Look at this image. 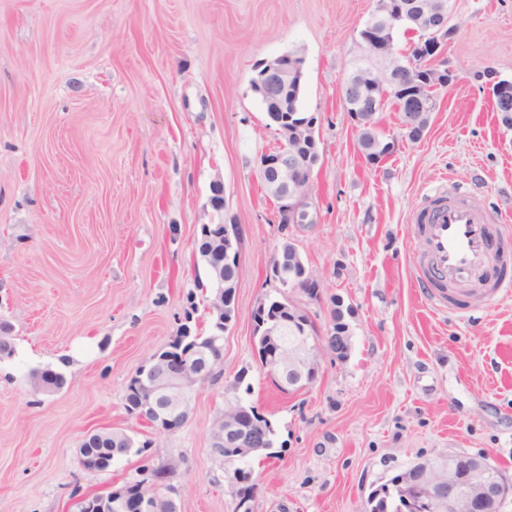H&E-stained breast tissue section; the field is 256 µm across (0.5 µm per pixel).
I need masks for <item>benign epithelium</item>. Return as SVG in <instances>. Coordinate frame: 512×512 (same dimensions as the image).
I'll return each instance as SVG.
<instances>
[{
  "label": "benign epithelium",
  "instance_id": "1",
  "mask_svg": "<svg viewBox=\"0 0 512 512\" xmlns=\"http://www.w3.org/2000/svg\"><path fill=\"white\" fill-rule=\"evenodd\" d=\"M372 18L383 25L378 28L369 24L359 37L361 54L358 66L349 74L371 86L372 105L364 110H353L351 118L356 131L369 125L371 118L383 111V103L396 97L406 103L402 113V130L410 141L419 140L428 129L433 112L437 108L438 92L454 84L459 75L448 66L444 55L448 41L455 35L456 27L450 24L448 0H422L419 8L408 11L397 0H375ZM407 26L415 35L406 51L396 47L394 39L387 33ZM286 54L265 60L257 68L253 78V89L265 97L277 89H286L288 111H298L302 74ZM491 97L512 94V80L501 79L491 71L475 74ZM278 149L263 154L257 160V168L272 200L278 204L280 223L314 224L316 217L307 202V192L313 167L320 161L315 122L299 119L291 124L278 123L275 127ZM224 253L235 262H241V233L237 224L224 225ZM274 273L280 283L291 288H314L316 282L305 267L301 255L291 240L283 241L274 253ZM211 313L215 327L223 332L234 321L237 313L236 283L224 281V288L217 291L211 302ZM288 319L272 318L263 332L266 344L273 348L275 372L282 378L283 388L300 390L318 376V356L328 351L338 360L350 354V345L345 337H339L336 347L330 339L312 340L302 346L293 347L285 353L283 336L286 324L310 325V316L301 308L288 306ZM180 371L173 377H162L152 373L151 394L156 403L139 417L148 420L157 429L163 430L178 415L186 401L205 380L203 369L194 365V353L180 354ZM34 391L53 395L63 388L58 380L48 381L43 373L30 377ZM244 411L227 403L224 407V423L211 431V441L221 443L232 440L237 455L247 458L256 452L253 433L244 425ZM436 473L439 477H420L411 491L425 504L430 512H500L509 491L500 474L492 469L489 457L481 454L450 452L437 456ZM112 502L85 496L80 500V512H111Z\"/></svg>",
  "mask_w": 512,
  "mask_h": 512
}]
</instances>
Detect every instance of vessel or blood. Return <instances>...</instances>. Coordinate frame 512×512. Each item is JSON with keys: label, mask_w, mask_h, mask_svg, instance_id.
I'll return each instance as SVG.
<instances>
[{"label": "vessel or blood", "mask_w": 512, "mask_h": 512, "mask_svg": "<svg viewBox=\"0 0 512 512\" xmlns=\"http://www.w3.org/2000/svg\"><path fill=\"white\" fill-rule=\"evenodd\" d=\"M414 222L424 245L417 283L438 305L449 306V289L467 282L483 284L496 295L512 293V282L499 274L504 247L498 226L466 197L425 199Z\"/></svg>", "instance_id": "1"}]
</instances>
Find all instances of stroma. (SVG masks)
Here are the masks:
<instances>
[{
  "mask_svg": "<svg viewBox=\"0 0 512 512\" xmlns=\"http://www.w3.org/2000/svg\"><path fill=\"white\" fill-rule=\"evenodd\" d=\"M452 4L445 57L459 80L418 141L386 106L379 128L399 146L372 167L343 87L374 0H0V326L14 348L0 359V512H74L73 489L123 486L141 456L79 464L86 436L113 430L152 440L154 463L177 461L167 485L182 512H370L373 491L448 451L487 454L512 483V298L439 309L413 270L423 244L411 215L439 189L467 193L512 240V128L473 79L487 68L512 79V0ZM292 51L321 154L305 227L280 223L261 183L256 160L277 137L250 87L257 63ZM217 180L243 238L237 317L221 376L164 433L127 411V385L185 315L212 327L196 240ZM288 238L316 296L272 273ZM284 299L323 330L341 303L352 340L297 392L254 352L255 310ZM34 369L67 383L34 393ZM235 398L274 429L247 462L244 509L233 465L210 451Z\"/></svg>",
  "mask_w": 512,
  "mask_h": 512,
  "instance_id": "obj_1",
  "label": "stroma"
}]
</instances>
